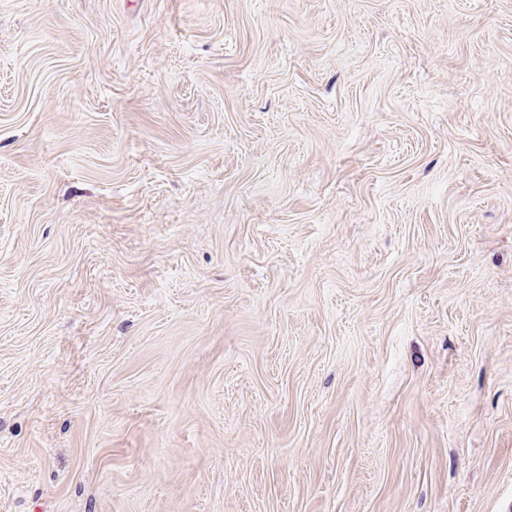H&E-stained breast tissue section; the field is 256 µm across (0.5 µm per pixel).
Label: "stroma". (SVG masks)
<instances>
[{"label": "stroma", "instance_id": "stroma-1", "mask_svg": "<svg viewBox=\"0 0 512 512\" xmlns=\"http://www.w3.org/2000/svg\"><path fill=\"white\" fill-rule=\"evenodd\" d=\"M0 512H512V0H0Z\"/></svg>", "mask_w": 512, "mask_h": 512}]
</instances>
